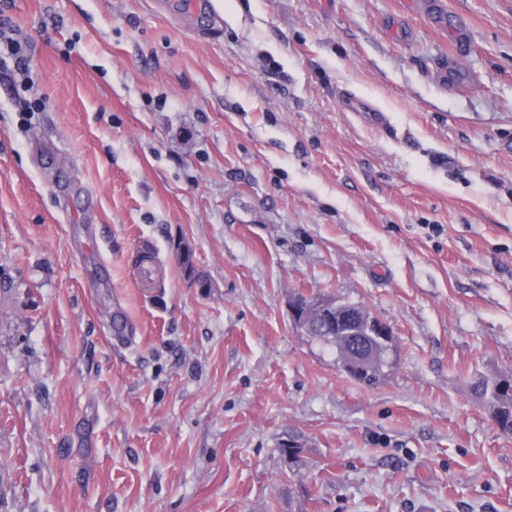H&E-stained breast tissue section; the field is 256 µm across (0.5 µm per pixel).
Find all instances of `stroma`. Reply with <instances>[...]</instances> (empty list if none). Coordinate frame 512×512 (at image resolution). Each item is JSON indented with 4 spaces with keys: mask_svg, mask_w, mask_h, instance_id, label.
<instances>
[{
    "mask_svg": "<svg viewBox=\"0 0 512 512\" xmlns=\"http://www.w3.org/2000/svg\"><path fill=\"white\" fill-rule=\"evenodd\" d=\"M0 10L47 101L0 69V512H512L470 390L512 373V0ZM297 292L388 323V376ZM341 104L345 111L354 112L364 122L382 128L387 125L386 117L368 101L360 97H346ZM342 302L336 299L335 303H330L318 294H294L288 302L293 329L301 336H312L311 329L320 323L325 324L324 331L336 328L341 321L338 310ZM327 334H335V330L330 329ZM362 313L363 320L367 323L369 329L373 330L374 336L378 339V341L382 344H386L390 346V359H386V364L390 365V363L394 362V345H395V336L392 328L386 322L378 319L373 316L366 309L359 308ZM366 325L363 324H350L348 326H344L341 329L336 330V335L332 339H326L324 342H320L321 348L326 350L327 352L334 355L337 363L344 370L351 369L354 367L356 360L360 357L359 354L354 350L353 352L339 350L337 349L336 356V346H340L343 343H348L352 339L353 340H363V342L367 343L370 347L376 342L374 336L370 335V331L368 330ZM389 367L375 368L374 365H369L366 368L360 367L353 369L352 373L349 375L353 380L365 385V386H374L378 384L383 377L385 376L386 369Z\"/></svg>",
    "mask_w": 512,
    "mask_h": 512,
    "instance_id": "stroma-1",
    "label": "stroma"
}]
</instances>
